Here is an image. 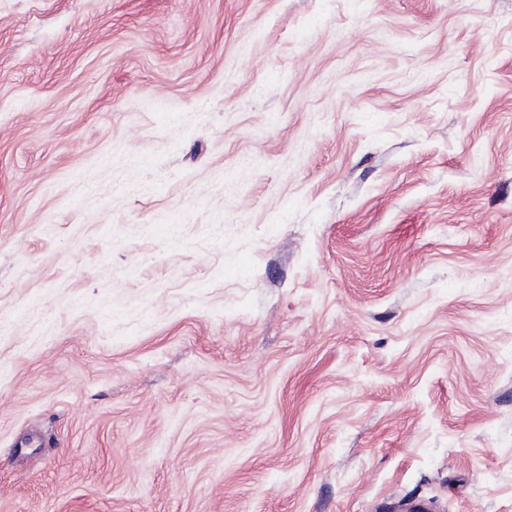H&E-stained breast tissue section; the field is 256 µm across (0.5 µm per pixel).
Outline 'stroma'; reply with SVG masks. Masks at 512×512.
Masks as SVG:
<instances>
[{"instance_id":"1","label":"stroma","mask_w":512,"mask_h":512,"mask_svg":"<svg viewBox=\"0 0 512 512\" xmlns=\"http://www.w3.org/2000/svg\"><path fill=\"white\" fill-rule=\"evenodd\" d=\"M512 512V0H0V512Z\"/></svg>"}]
</instances>
